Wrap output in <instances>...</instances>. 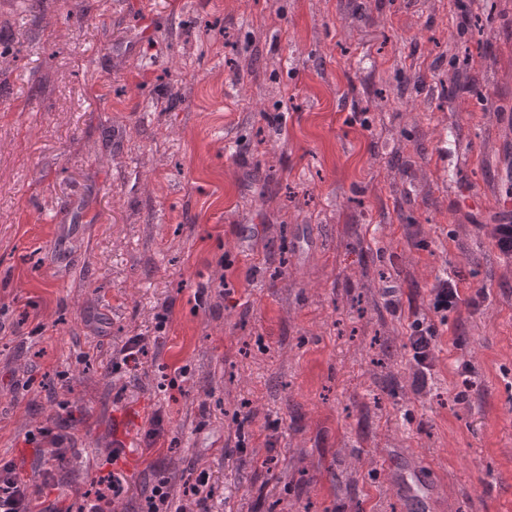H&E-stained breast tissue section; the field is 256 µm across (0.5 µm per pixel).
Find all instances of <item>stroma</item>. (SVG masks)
I'll use <instances>...</instances> for the list:
<instances>
[{
    "instance_id": "35a3bbf8",
    "label": "stroma",
    "mask_w": 512,
    "mask_h": 512,
    "mask_svg": "<svg viewBox=\"0 0 512 512\" xmlns=\"http://www.w3.org/2000/svg\"><path fill=\"white\" fill-rule=\"evenodd\" d=\"M509 167L512 0H0V457L79 512L122 410L116 512L203 470L211 512H409L407 470L512 512ZM443 276L478 306L430 311ZM413 320L409 322L408 347L416 366L413 385L420 392L426 385L437 360L434 340L437 336L433 323L421 318L417 311L411 313ZM150 341V337L142 336L140 334L128 337L120 350V353L123 355L121 361L112 362L113 373L120 371L123 365L126 367H136L140 357L147 351ZM131 363L134 365L132 366Z\"/></svg>"
}]
</instances>
